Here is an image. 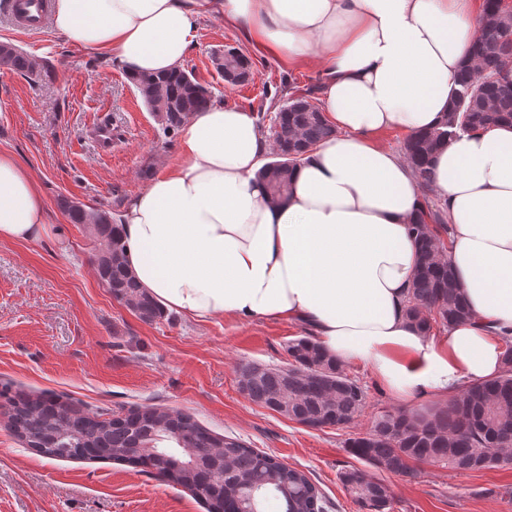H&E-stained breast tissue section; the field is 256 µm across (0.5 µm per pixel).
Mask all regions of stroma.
Segmentation results:
<instances>
[{
  "mask_svg": "<svg viewBox=\"0 0 512 512\" xmlns=\"http://www.w3.org/2000/svg\"><path fill=\"white\" fill-rule=\"evenodd\" d=\"M0 42L36 59L43 74L0 69V151L32 175L46 206L44 232L29 242L0 241V390L59 397L117 413L160 405L241 439L304 471L328 512H361L338 475L357 460L348 437L366 433L382 411L401 408L363 365L345 370L368 390L350 427L314 430L252 402L239 388L247 364L284 366L303 324L282 319L199 320L174 311L139 319L98 279V241L71 223L68 199L119 212L155 174L178 160V137L164 133L124 70L67 42L50 27L27 33L0 11ZM227 47L252 63L251 83L228 91L212 56ZM220 90L225 103L276 111L289 84L314 87L316 66L288 69L255 52L242 31L209 17L199 22L182 63ZM112 127V147L95 139ZM391 512H512V464L458 473L422 463L411 477L383 473ZM0 512H206L188 490L110 460L60 461L24 447L0 407Z\"/></svg>",
  "mask_w": 512,
  "mask_h": 512,
  "instance_id": "1",
  "label": "stroma"
}]
</instances>
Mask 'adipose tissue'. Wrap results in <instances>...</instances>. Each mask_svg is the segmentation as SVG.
Here are the masks:
<instances>
[{"mask_svg":"<svg viewBox=\"0 0 512 512\" xmlns=\"http://www.w3.org/2000/svg\"><path fill=\"white\" fill-rule=\"evenodd\" d=\"M480 15L476 0H53L57 33L132 74L180 67L205 16L286 65L319 66L336 134L292 169L282 202L256 177L270 145L251 111L216 100L184 122L178 164L119 217L140 286L198 319L300 321L407 402L497 376L498 339L512 334V125L462 134L433 158L446 255L470 311L438 338L404 312L421 187L376 142L439 125ZM46 222L31 175L0 151V240H34Z\"/></svg>","mask_w":512,"mask_h":512,"instance_id":"obj_1","label":"adipose tissue"}]
</instances>
